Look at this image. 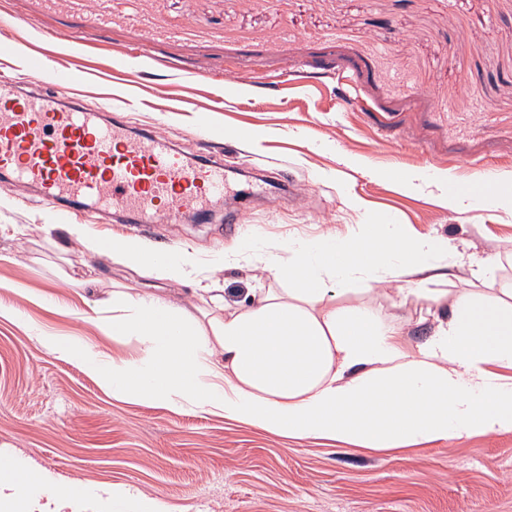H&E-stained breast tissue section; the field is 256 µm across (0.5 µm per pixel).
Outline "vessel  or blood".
I'll return each mask as SVG.
<instances>
[{"label": "vessel or blood", "mask_w": 512, "mask_h": 512, "mask_svg": "<svg viewBox=\"0 0 512 512\" xmlns=\"http://www.w3.org/2000/svg\"><path fill=\"white\" fill-rule=\"evenodd\" d=\"M0 58L20 60L26 74L47 73L57 87L107 95L109 76L70 66L48 68L44 53L18 41L1 42ZM0 173L38 185L53 219L75 212L74 201L104 204L130 214L143 233L151 224L190 210H205L224 194V168L207 155L190 160L164 136L134 138L123 113L100 121L80 107L66 109L56 98L21 93L0 80Z\"/></svg>", "instance_id": "vessel-or-blood-1"}]
</instances>
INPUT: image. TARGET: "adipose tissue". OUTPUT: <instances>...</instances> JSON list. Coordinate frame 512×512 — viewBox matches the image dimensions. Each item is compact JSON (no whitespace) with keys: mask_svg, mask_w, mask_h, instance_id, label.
<instances>
[{"mask_svg":"<svg viewBox=\"0 0 512 512\" xmlns=\"http://www.w3.org/2000/svg\"><path fill=\"white\" fill-rule=\"evenodd\" d=\"M72 232L135 273L186 274L184 263L137 240L105 243L77 225ZM288 251L274 268L281 287L233 311L222 294L209 295L206 321L155 293L113 294L112 333L135 337L139 356H109L46 332L33 340L121 397L175 413L199 409L292 440L397 449L512 432V378L491 371L512 368V290L491 300L435 289L453 275L455 248L443 237L406 235L381 215L354 236L299 240ZM385 279L414 283V296L439 312L416 347L394 318L336 302L335 281ZM96 495L0 456V512H84Z\"/></svg>","mask_w":512,"mask_h":512,"instance_id":"ef3b65f1","label":"adipose tissue"}]
</instances>
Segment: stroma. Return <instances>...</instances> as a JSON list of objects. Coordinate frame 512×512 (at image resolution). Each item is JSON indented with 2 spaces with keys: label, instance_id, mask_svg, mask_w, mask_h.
<instances>
[{
  "label": "stroma",
  "instance_id": "1",
  "mask_svg": "<svg viewBox=\"0 0 512 512\" xmlns=\"http://www.w3.org/2000/svg\"><path fill=\"white\" fill-rule=\"evenodd\" d=\"M1 14L16 20L5 38L57 34L60 52L88 48L92 67L150 35L156 64L112 84L113 97L141 100L130 130L164 135L189 158L208 149L228 174L287 173L296 188L250 202L228 192L206 219L188 212L147 238L114 212L80 215L91 237H139L186 259L187 276L169 281L87 251L67 223H51L35 187L1 184L0 447L66 480L159 498L168 512H512V432L399 450L294 441L120 399L29 337L35 328L138 355L136 339L113 335L84 293L158 287L204 319L202 289H219L230 308L250 305L278 287L267 263L287 260L289 242L345 237L374 214L409 235L452 239L464 264L439 289L456 294L478 274L489 294L512 284L511 210L460 213L434 183L404 190L379 175L396 166L467 182L492 166L512 176V0H0ZM228 74L239 95H224ZM172 97L186 111H166ZM349 97L362 109L347 107ZM205 122L223 127V140L203 144ZM336 301L395 316L411 346L435 319L401 301L394 282Z\"/></svg>",
  "mask_w": 512,
  "mask_h": 512
}]
</instances>
